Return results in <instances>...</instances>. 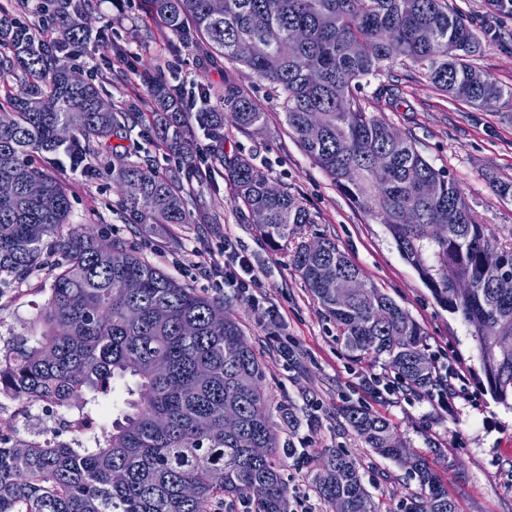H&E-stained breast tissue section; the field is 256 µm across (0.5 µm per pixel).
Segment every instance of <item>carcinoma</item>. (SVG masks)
I'll list each match as a JSON object with an SVG mask.
<instances>
[{"instance_id":"carcinoma-1","label":"carcinoma","mask_w":512,"mask_h":512,"mask_svg":"<svg viewBox=\"0 0 512 512\" xmlns=\"http://www.w3.org/2000/svg\"><path fill=\"white\" fill-rule=\"evenodd\" d=\"M150 0L173 37L205 40L212 52L268 82L289 132L355 203L383 224L402 257L436 299L463 319L477 342L493 399L512 408V295L496 288L512 276V242L479 223L455 180L435 168L414 142L367 112L355 92L397 64L433 87L480 107L492 97L512 106L503 86L469 63L479 46L468 19L448 0ZM62 40L83 43L90 31L81 5L57 20ZM32 28L0 13V75L21 87L0 101V275L18 280L42 263L45 247L63 254L31 336L0 347V393L35 399L86 421L105 406L111 429L82 439L19 442L0 428V512H214L216 503L247 500V512H287V490L274 454L277 436L262 386L263 368L239 324L213 320L224 300L197 294L118 240H102L70 223L65 185L30 155L64 149L78 164L94 146L126 131L140 116L107 102L98 87L71 79L63 49L31 36ZM155 108L166 114L162 144L199 128L218 137L224 120L248 130L265 113L237 87L224 86L223 107L183 116L180 87L152 79ZM319 121L318 141L306 129ZM234 203L260 211L261 235L288 242L309 210L291 194L267 191V174L245 156L221 158ZM122 187L119 209L129 224H192L176 182L139 161L112 165ZM33 183L41 185L37 195ZM291 262L350 356L385 357L395 377L415 388L436 385L435 358L421 327L389 295L366 281L341 296L331 281L360 269L326 237L296 244ZM241 427L224 432V407ZM345 423L378 456L403 461L418 491L405 512H457L440 474L407 454L382 415L351 403ZM264 448L254 458L251 449ZM224 470V483L210 480ZM193 486L186 497L182 487ZM318 495L345 512H375L357 463L329 453Z\"/></svg>"}]
</instances>
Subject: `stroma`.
Listing matches in <instances>:
<instances>
[{
	"mask_svg": "<svg viewBox=\"0 0 512 512\" xmlns=\"http://www.w3.org/2000/svg\"><path fill=\"white\" fill-rule=\"evenodd\" d=\"M448 4L471 21L478 35L480 50L473 65L512 86V16L497 14L488 0ZM82 6L96 40L70 46L67 60L73 70L93 80L107 100L127 112L145 109V73L159 72L170 82H181L186 95L194 97L204 87L223 92L225 80H232L265 112V123L249 132L225 124L219 140L196 132L190 141L193 155L210 158L221 151L228 157H249L312 213L314 221L304 225L302 236L334 240L364 280L417 322L429 353L447 354L449 372L463 377L456 397L444 407L422 389L389 390L394 375L384 361L352 358L287 251L263 239L248 211L233 202L222 166H215L208 178L183 185L190 211L219 213L220 223L172 224L156 233L124 223L117 208L120 190L112 182L113 152L148 161L167 176L182 168L179 154L161 146L152 119L96 146L88 169L81 172L73 171L63 155L39 154L37 164L68 189L72 224L126 240L199 294L223 299L227 314L240 324L263 366L288 512H333L314 487V477L332 450L357 462L376 512H404L416 492L407 466L374 454L346 425L342 409L350 402L385 416L408 452L428 459L443 475L457 512H512V409L491 397L468 327L435 299L384 225L362 211L302 151L269 84L243 65L208 51L201 40L173 39L146 0H83ZM358 97L366 111L414 141L435 168L458 183L480 223L490 225L500 240H512V197H500L495 190L498 183H512V107H474L437 91L417 70L402 65L363 84ZM228 240L257 270L249 296L189 262L196 251L223 261ZM61 260L50 247L42 265L26 279L0 278V340L26 334L48 298L53 269Z\"/></svg>",
	"mask_w": 512,
	"mask_h": 512,
	"instance_id": "stroma-1",
	"label": "stroma"
}]
</instances>
